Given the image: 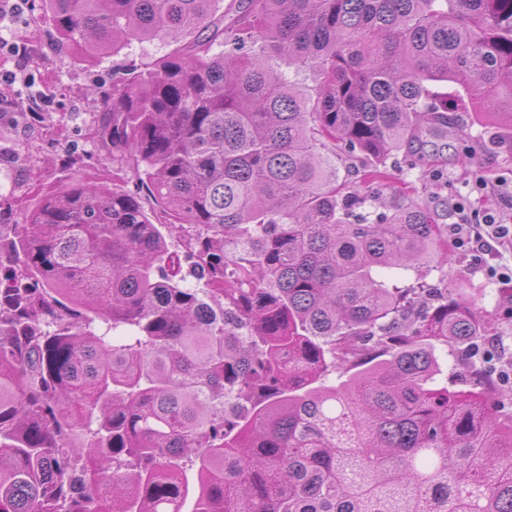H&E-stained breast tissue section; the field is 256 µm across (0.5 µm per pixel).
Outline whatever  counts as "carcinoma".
Returning <instances> with one entry per match:
<instances>
[{"instance_id":"cac0c4a2","label":"carcinoma","mask_w":512,"mask_h":512,"mask_svg":"<svg viewBox=\"0 0 512 512\" xmlns=\"http://www.w3.org/2000/svg\"><path fill=\"white\" fill-rule=\"evenodd\" d=\"M112 74L114 181L0 224V512H512V415L439 380L473 301L426 205L344 191L512 124V0H48ZM311 74L309 94L287 77ZM342 378L329 386V375Z\"/></svg>"}]
</instances>
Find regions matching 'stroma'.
I'll return each mask as SVG.
<instances>
[{
    "label": "stroma",
    "mask_w": 512,
    "mask_h": 512,
    "mask_svg": "<svg viewBox=\"0 0 512 512\" xmlns=\"http://www.w3.org/2000/svg\"><path fill=\"white\" fill-rule=\"evenodd\" d=\"M12 34L27 48L24 69L33 76L36 89L49 95L53 107L39 120H29L25 107L28 90L22 82L6 81L16 71L15 59L0 56V97L16 109V120L0 125V224H21L44 194L65 185L71 178L111 186L115 164L111 144L103 142L95 119L112 92V71L135 61L151 62L168 52L172 43L154 40L132 43L117 55L85 58L62 44L44 9L43 0H28V8L10 25ZM463 140L448 151L442 169L425 165L409 170L389 167V181L363 185L361 161L337 153L341 179L360 193L387 198L391 188L408 183L409 202L425 204L442 224L477 223L480 215L494 213L512 220V207L495 194L480 191V184L512 180V154L498 142L512 137V124L484 112H461ZM473 153V162L462 159ZM463 210H454V202ZM451 259L434 270L429 283L447 286L449 293L463 292L477 303L486 323L483 348L492 350L493 361L468 356L451 347L438 350L443 373L456 388L493 391L503 402L504 413H512V379L501 381L496 373L512 366V290L501 287L482 267L473 265L456 241H449Z\"/></svg>",
    "instance_id": "1"
}]
</instances>
